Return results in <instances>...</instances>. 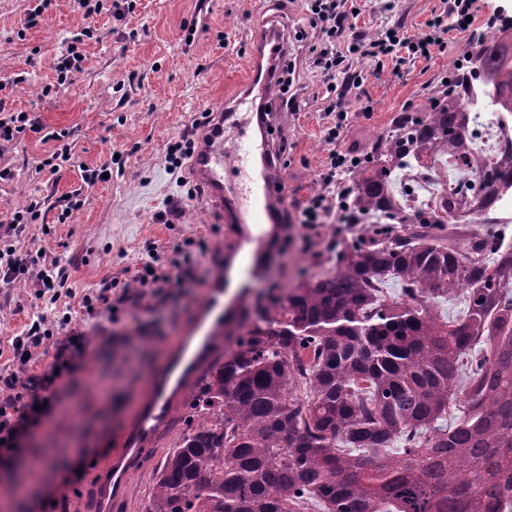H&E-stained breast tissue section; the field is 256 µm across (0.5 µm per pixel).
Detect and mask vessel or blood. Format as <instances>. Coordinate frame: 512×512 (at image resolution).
Segmentation results:
<instances>
[{"mask_svg": "<svg viewBox=\"0 0 512 512\" xmlns=\"http://www.w3.org/2000/svg\"><path fill=\"white\" fill-rule=\"evenodd\" d=\"M273 38L261 27L253 34L254 50L240 91L225 111L203 120L204 134L188 169L195 183L215 205L220 222L238 228L241 247L233 254L239 285L251 277L258 248L277 228L286 197L283 163L274 152L284 130L273 119H262L258 108L271 98L283 52L266 61L265 48ZM231 274L219 272L206 291L196 335L186 337L182 355L157 379L148 399L120 443L99 471L94 512H117L130 472L150 456L157 436L166 427L176 400L183 397L192 370L208 357L215 321L213 311Z\"/></svg>", "mask_w": 512, "mask_h": 512, "instance_id": "b4317fda", "label": "vessel or blood"}]
</instances>
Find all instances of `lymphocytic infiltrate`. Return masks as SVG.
<instances>
[{
    "label": "lymphocytic infiltrate",
    "instance_id": "lymphocytic-infiltrate-1",
    "mask_svg": "<svg viewBox=\"0 0 512 512\" xmlns=\"http://www.w3.org/2000/svg\"><path fill=\"white\" fill-rule=\"evenodd\" d=\"M308 5L312 9L311 22L318 28L322 41L320 50L310 57L308 64L320 73L326 86L325 110L335 115L337 121L329 133L333 139L340 133L339 126L346 119L351 98L357 96L362 86L357 73L352 72L346 62L348 55L382 56L399 65L406 58H417L444 49L448 44L449 31H470V19L476 14L474 0H448L442 14L427 22L424 33L412 36L396 26L391 32L381 33L367 41L356 29L355 0H308ZM354 163V157L336 150L330 152L319 174L322 191L312 197L302 211L304 223L323 224L344 212V173ZM40 207V202L35 201L0 219V286L7 288L15 282L29 279L40 295L49 296L55 302L59 299V288L65 283L64 267L55 260L36 266L29 254L18 251L15 246L28 225L37 221ZM192 259V253L185 251L167 267L153 261L145 262L137 271L135 281L142 293L151 298H167L169 288L181 282L177 268L191 263ZM49 334L46 318L40 317L28 325L24 335L15 337L11 343L15 370L6 374L5 380L13 395L0 399V454L15 448L28 428L53 407L60 391L74 381L78 369L77 355L63 349L56 353L52 365L34 381L25 379L30 362Z\"/></svg>",
    "mask_w": 512,
    "mask_h": 512
}]
</instances>
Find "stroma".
<instances>
[{"label": "stroma", "instance_id": "35a3bbf8", "mask_svg": "<svg viewBox=\"0 0 512 512\" xmlns=\"http://www.w3.org/2000/svg\"><path fill=\"white\" fill-rule=\"evenodd\" d=\"M100 2L104 9L96 30L84 39L78 0H53L42 24L29 30L23 23L31 0H0V82L6 84L0 96L8 108L35 113L42 125L0 153V165L14 172L13 180L0 181V216L39 200L40 216L17 247L46 261L59 260L67 277L54 304L38 298L27 281L0 288V365L11 357L10 338L40 316L54 334L37 352L32 373L43 372L69 336L83 333L88 342L75 384L11 456L0 457L1 477L40 453L51 458L32 473L26 497L0 496V512H63L69 504L91 512L98 464L105 462L154 377L167 370L174 341L232 249L230 225L217 223L186 169H171L167 153L175 142L193 138L203 110L224 109L245 73L253 25L265 20L286 34L294 84L280 92L277 107L288 130L280 144L286 232L265 273L251 282L249 317L257 302H268L279 289L313 271L333 270L335 242L363 231L359 224L299 221L307 201L321 191L319 173L330 150L363 155L377 133L392 129L404 106L428 111L441 78L464 50L498 30L501 16L512 17V0H476L471 32L449 34L445 52L406 62L397 75L370 58H349L352 70L366 80L332 142L328 130L335 119L324 110L322 78L307 64L318 45L317 31L301 0H137L122 26L112 21L111 0ZM440 7V0H397L389 10L385 0H367L357 26L369 40L394 25L418 34ZM190 26L196 33L189 43ZM72 44L84 57L82 70L62 82L54 58ZM62 129L70 133L73 162L54 174L39 170L40 161L57 147L52 133ZM115 154L120 162L111 164V178L85 188L82 167L111 163ZM75 193L82 196L81 207L61 219L62 200ZM201 238L207 250L187 271L189 293L162 304L141 295L132 275L149 253L165 260ZM105 280L113 292H127L130 303L119 311L117 323L95 335L79 303L83 296H97ZM177 431V424H169L151 459L130 475L123 512H144L152 473Z\"/></svg>", "mask_w": 512, "mask_h": 512}]
</instances>
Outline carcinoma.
Masks as SVG:
<instances>
[{"instance_id":"obj_1","label":"carcinoma","mask_w":512,"mask_h":512,"mask_svg":"<svg viewBox=\"0 0 512 512\" xmlns=\"http://www.w3.org/2000/svg\"><path fill=\"white\" fill-rule=\"evenodd\" d=\"M481 78L511 113L512 26L463 55L429 111L372 140L348 201L373 223L336 268L224 330L145 512H512V242L445 227L490 223L512 184V145L479 161V113L461 111ZM438 157L467 177L410 202ZM452 295L455 322L437 311Z\"/></svg>"}]
</instances>
